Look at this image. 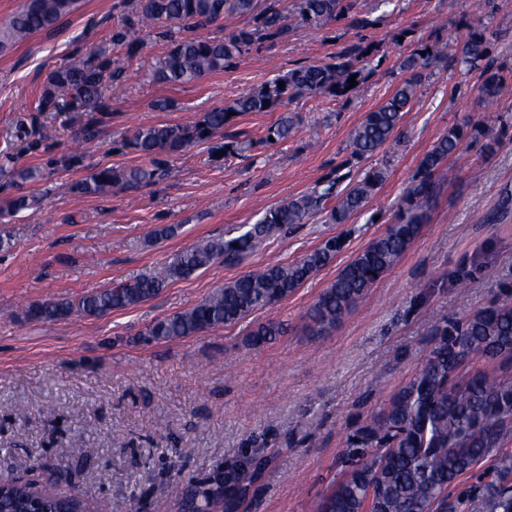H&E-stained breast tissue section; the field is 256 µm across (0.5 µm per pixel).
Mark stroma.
Masks as SVG:
<instances>
[{"label":"stroma","instance_id":"35a3bbf8","mask_svg":"<svg viewBox=\"0 0 512 512\" xmlns=\"http://www.w3.org/2000/svg\"><path fill=\"white\" fill-rule=\"evenodd\" d=\"M279 11L286 33L258 41L224 72L179 86L155 78L166 43L138 25L136 0H78L52 31L0 49V157L41 167V180L0 176V207L20 195L33 209L0 214V482L81 494L88 512H182L187 484H201L245 456L264 461L237 512H316L337 477L348 434L378 410L424 365L434 344L431 321L459 319L512 289V94L496 105L478 95L479 72L451 59L430 65L418 98L392 142L362 159L351 140L366 112L402 77L398 62L433 40L455 45L483 32L494 67L512 82V0H354L351 14L306 23L294 0H260ZM367 19L364 28L353 18ZM132 31L135 54L113 45L122 74L106 83L109 112L62 121L34 111L49 73L83 60L104 32ZM381 64L351 96L293 98L296 119L287 139L268 142L274 112L237 115L225 139L249 150L215 158L211 142L163 157V176L150 185L104 196L71 186L94 167L138 164L120 142L138 126L190 124L289 69L319 64L358 40ZM167 99V111L154 109ZM495 116L493 155L462 146L449 158L450 181L419 237L399 262L332 332L311 335L303 317L336 273L385 231L418 162L447 131ZM54 139L39 138L43 127ZM388 178L347 223L325 216L267 238L242 264L215 262L171 282L157 296L104 316L73 314L37 322L24 309L51 299L81 297L169 265L186 249L247 231L265 213L311 191L337 165ZM172 225L159 239L156 229ZM344 248L287 299L246 319L198 336L151 342L154 322L191 308L243 274L300 259L326 237ZM287 322L273 343L251 347L255 324ZM75 448L93 449L78 460Z\"/></svg>","mask_w":512,"mask_h":512}]
</instances>
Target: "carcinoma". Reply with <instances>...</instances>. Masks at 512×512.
I'll use <instances>...</instances> for the list:
<instances>
[{
    "mask_svg": "<svg viewBox=\"0 0 512 512\" xmlns=\"http://www.w3.org/2000/svg\"><path fill=\"white\" fill-rule=\"evenodd\" d=\"M258 0H139V21L158 30L168 44L158 79L169 85L194 83L221 73L248 55L257 41L281 37L286 27L278 12H256ZM76 7V0H26L8 24L0 28V48L27 41L49 31ZM350 5L345 0H299L304 21H331ZM226 13L252 15L253 29L233 31L222 41L189 37L192 28L210 25ZM444 46L423 43L400 62L405 73L389 97L368 112L352 137V155L363 158L388 142L409 111L422 84V70L443 55ZM370 46L354 45L324 64L302 65L262 83L232 104L203 114L192 124H148L136 128L122 149L143 163L130 167L100 166L76 181L79 195L102 196L115 189H133L163 173L159 157L182 152L196 142L213 139L232 120L229 113L273 112L299 95L344 97L363 85L374 72ZM454 61L467 70L481 71L478 87L486 102L498 99L505 79L492 71L491 43L482 32H470L456 43ZM114 74L112 50L101 48L77 64H62L46 79L35 110L76 114L104 113L103 80ZM356 76V86L348 80ZM283 87H278V84ZM294 129L288 115L270 127L268 136L283 140ZM478 144L484 153L495 150L491 125L455 123L421 158L416 173L386 230L348 262L320 292L308 315L312 331H333L342 317L390 271L429 222L444 185V167L464 144ZM385 168H372L356 177L348 173L330 178L309 193L269 210L246 232L212 238L182 252L177 261L132 282L120 281L85 295L78 301H49L26 310L37 321H59L74 313L100 316L132 308L160 293L168 283L207 270L221 259L239 265L264 239L312 215L326 213L336 224L361 211L387 180ZM343 248L330 237L301 259L251 271L216 289L197 305L158 320L145 332L149 341H169L233 325L251 313L286 299L327 266ZM287 331L281 321L257 324L250 345L258 347ZM436 336L427 359L406 385L372 413L346 440L342 468L318 512H512V292L462 320L431 325ZM480 358L487 366H471ZM491 460L486 480L466 494L451 497L449 488L485 460ZM224 473L222 487L211 489L205 503L199 495L188 499L197 510L210 500L239 506L246 485L258 477L259 463L245 461ZM47 512H86L78 496H60L49 489L33 490L22 483L0 484V512H29L35 499Z\"/></svg>",
    "mask_w": 512,
    "mask_h": 512,
    "instance_id": "carcinoma-1",
    "label": "carcinoma"
}]
</instances>
